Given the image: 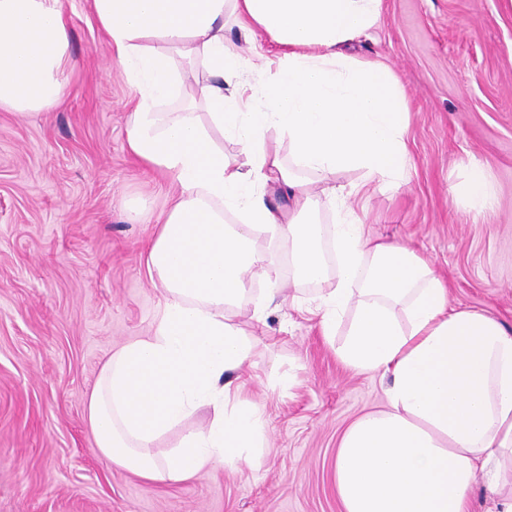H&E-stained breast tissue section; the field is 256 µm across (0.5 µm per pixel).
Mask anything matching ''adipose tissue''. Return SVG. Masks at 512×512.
Listing matches in <instances>:
<instances>
[{
    "label": "adipose tissue",
    "instance_id": "adipose-tissue-1",
    "mask_svg": "<svg viewBox=\"0 0 512 512\" xmlns=\"http://www.w3.org/2000/svg\"><path fill=\"white\" fill-rule=\"evenodd\" d=\"M382 0H92L91 22L106 36L133 103L130 152L168 173L172 205L147 251L163 292L152 337L126 343L104 363L86 416L98 451L145 482L180 483L206 465L258 462L265 446L260 410L244 396L254 339L227 313L250 298L263 317L279 297V276L255 247L278 239L293 277L321 280L323 249L336 255V284L313 309L324 335L346 322L339 359L388 380L384 409L343 432L336 490L343 512H468L485 480L495 512H512V332L482 312L455 308L432 264L364 224L321 223L296 169H359L363 187L406 172L409 112L393 72L357 63L343 49L377 22ZM262 32L286 47L274 71L249 77L224 37L227 24ZM62 0H0V110L48 112L66 99L73 71ZM187 62V69L176 66ZM206 79H199V72ZM190 83L197 113L169 116L160 104ZM221 129L248 156L216 150ZM286 134L290 160L265 138ZM274 186L288 212L265 198ZM241 212L239 224L225 210ZM268 286L251 294L254 275ZM213 417L178 448L157 441L199 409Z\"/></svg>",
    "mask_w": 512,
    "mask_h": 512
}]
</instances>
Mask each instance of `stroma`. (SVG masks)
<instances>
[{
    "label": "stroma",
    "instance_id": "obj_1",
    "mask_svg": "<svg viewBox=\"0 0 512 512\" xmlns=\"http://www.w3.org/2000/svg\"><path fill=\"white\" fill-rule=\"evenodd\" d=\"M89 3L65 0L75 67L64 104L0 112V512H341L338 440L384 407L385 383L347 368L341 337L325 338L307 311L333 276L295 281L267 238L258 248L305 309L258 321L245 299L229 311L257 341L248 397L265 421L260 462L149 485L96 448L85 405L103 364L154 334L163 298L145 254L173 188L128 149V86ZM347 52L397 77L411 159L349 207L373 237L427 258L450 304L512 332V0H382ZM476 166L496 199L482 214L452 193ZM274 368L289 386L273 384Z\"/></svg>",
    "mask_w": 512,
    "mask_h": 512
}]
</instances>
